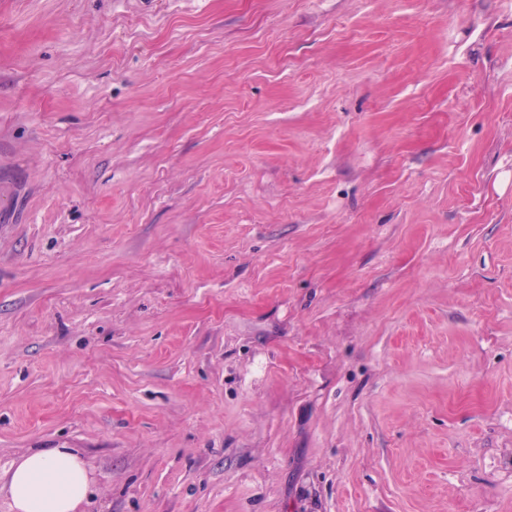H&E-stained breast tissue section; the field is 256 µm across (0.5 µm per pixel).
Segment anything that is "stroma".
<instances>
[{
  "label": "stroma",
  "mask_w": 512,
  "mask_h": 512,
  "mask_svg": "<svg viewBox=\"0 0 512 512\" xmlns=\"http://www.w3.org/2000/svg\"><path fill=\"white\" fill-rule=\"evenodd\" d=\"M83 512H512V0H0V469ZM12 512H77L91 484L80 457L70 448L29 452L0 473Z\"/></svg>",
  "instance_id": "35a3bbf8"
}]
</instances>
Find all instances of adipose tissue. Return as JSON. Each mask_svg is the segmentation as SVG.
Here are the masks:
<instances>
[{
	"label": "adipose tissue",
	"instance_id": "1",
	"mask_svg": "<svg viewBox=\"0 0 512 512\" xmlns=\"http://www.w3.org/2000/svg\"><path fill=\"white\" fill-rule=\"evenodd\" d=\"M12 512H77L91 484L80 457L69 448L27 453L0 471Z\"/></svg>",
	"mask_w": 512,
	"mask_h": 512
}]
</instances>
